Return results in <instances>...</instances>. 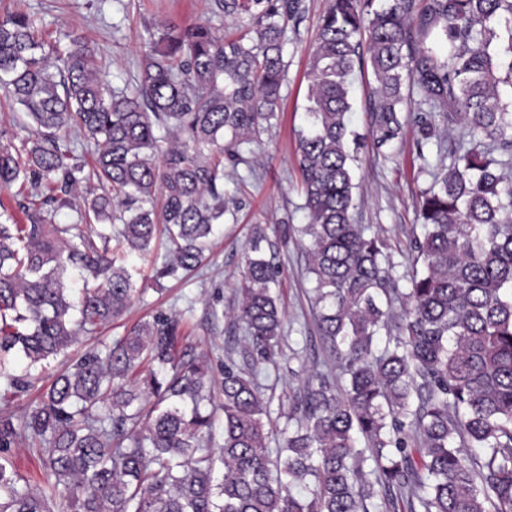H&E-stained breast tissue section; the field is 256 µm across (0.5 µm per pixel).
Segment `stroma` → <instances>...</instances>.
<instances>
[{
  "label": "stroma",
  "instance_id": "1",
  "mask_svg": "<svg viewBox=\"0 0 512 512\" xmlns=\"http://www.w3.org/2000/svg\"><path fill=\"white\" fill-rule=\"evenodd\" d=\"M210 4L211 0H0V12L20 9L36 16L47 39L64 47L70 35L88 38L99 48L100 64L112 86L123 88L133 85L137 76L146 26L161 21L207 22L236 32L237 23L214 16ZM326 6L327 0H300L301 20L289 23L286 29L283 56L287 72L279 120L263 134L261 143L244 146L249 164L226 168L224 197L228 209L210 240L207 262L199 274L159 278L169 251L162 235L153 241L148 255L123 256L136 288L130 308L96 337L83 339L50 361L43 378L62 370L69 359L111 344L130 325L172 311L181 313L190 343L196 350L209 353L215 378H222L224 360L228 352L237 351L243 335L241 326L233 324L227 312L235 299L249 240L259 229L271 238L282 222L299 226L307 221L298 189L295 132L304 120L316 23ZM371 86L370 71H356L351 118L364 139L355 169L354 214L357 223L385 229L391 273L405 288L413 272L423 268L413 251L414 238L422 233L417 218L419 194L431 185L441 167L435 143H420L412 126L390 145H373L367 137ZM276 261L281 268L279 289L286 320L278 366L260 378L275 429L269 443L273 449L279 446L277 431L285 424L284 414L299 391L302 376L313 362L327 359L315 332L306 258L298 237L279 246Z\"/></svg>",
  "mask_w": 512,
  "mask_h": 512
}]
</instances>
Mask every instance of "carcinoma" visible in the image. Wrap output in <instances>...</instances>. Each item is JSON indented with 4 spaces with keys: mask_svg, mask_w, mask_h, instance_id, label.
Listing matches in <instances>:
<instances>
[{
    "mask_svg": "<svg viewBox=\"0 0 512 512\" xmlns=\"http://www.w3.org/2000/svg\"><path fill=\"white\" fill-rule=\"evenodd\" d=\"M299 0H212L248 34L205 23L147 30L132 88L97 49H62L36 20L0 15V87L32 137L0 126V189L19 185L27 223L0 213V378L30 370L122 317L132 276L114 250L170 243L160 275L192 272L224 222V161L246 162L278 118L288 22ZM371 70L369 133L382 147L415 125L447 170L420 195L424 270L404 292L387 241L354 221L360 139L351 75ZM512 0H328L318 18L297 131L312 311L329 361L305 379L268 446L259 376L277 366L278 266L251 240L224 363L223 443L211 449L212 363L177 314L130 326L57 374L36 405L0 410V512H512ZM427 112L403 113L413 96ZM464 133L456 135L458 128ZM96 147L86 179L69 139ZM62 208L78 223H53ZM81 292L68 288L74 276ZM400 303L401 311L394 309ZM26 363L14 375V360ZM154 398L144 411L141 402ZM41 454L43 479L14 468ZM15 464L19 472L28 477L31 482L38 480L41 474L40 462L36 453L20 449L15 453Z\"/></svg>",
    "mask_w": 512,
    "mask_h": 512,
    "instance_id": "carcinoma-1",
    "label": "carcinoma"
}]
</instances>
